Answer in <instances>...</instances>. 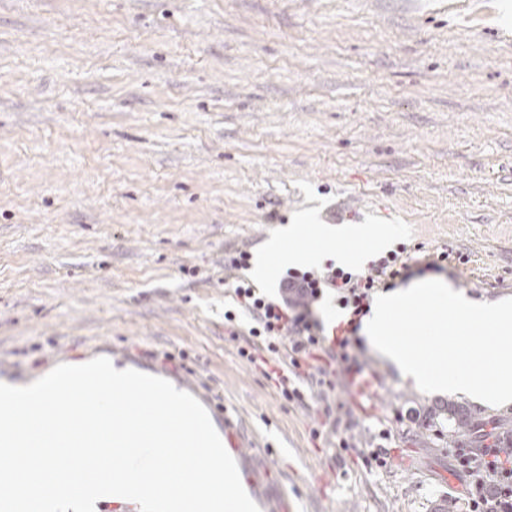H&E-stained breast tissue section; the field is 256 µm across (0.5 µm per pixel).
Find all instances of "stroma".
Listing matches in <instances>:
<instances>
[{
  "label": "stroma",
  "instance_id": "stroma-1",
  "mask_svg": "<svg viewBox=\"0 0 512 512\" xmlns=\"http://www.w3.org/2000/svg\"><path fill=\"white\" fill-rule=\"evenodd\" d=\"M507 0H0V379L104 356L172 381L260 512H434L449 405L373 349L338 429L239 355L225 253L298 215L395 227L473 300L512 298ZM391 462L358 449L379 429ZM348 439L354 450L338 448ZM376 448L369 450L360 449L359 458L363 465L370 470L385 469L391 461V446H384V444H377Z\"/></svg>",
  "mask_w": 512,
  "mask_h": 512
}]
</instances>
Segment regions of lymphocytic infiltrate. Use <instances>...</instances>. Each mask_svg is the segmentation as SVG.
Listing matches in <instances>:
<instances>
[{
    "instance_id": "1",
    "label": "lymphocytic infiltrate",
    "mask_w": 512,
    "mask_h": 512,
    "mask_svg": "<svg viewBox=\"0 0 512 512\" xmlns=\"http://www.w3.org/2000/svg\"><path fill=\"white\" fill-rule=\"evenodd\" d=\"M410 244L400 242L368 261L364 271L326 260L319 266L291 268L277 296L270 297L242 279L251 255L239 249L224 257V278L252 318L248 347L240 348L249 363L270 368L281 397L305 403L296 381L311 364H318L322 393L368 375L359 332L378 292L410 279L415 268ZM450 454L464 479L466 512H512V453L495 438L481 447L460 443Z\"/></svg>"
}]
</instances>
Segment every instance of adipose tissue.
<instances>
[{
	"instance_id": "ef3b65f1",
	"label": "adipose tissue",
	"mask_w": 512,
	"mask_h": 512,
	"mask_svg": "<svg viewBox=\"0 0 512 512\" xmlns=\"http://www.w3.org/2000/svg\"><path fill=\"white\" fill-rule=\"evenodd\" d=\"M394 233L393 227H371L364 224H313L302 227L291 224L273 234L258 250L252 262V275L257 282H265L270 275L269 257H277L284 265H316L326 259H335L341 265H355L363 255L355 249H339L335 243L340 239L368 238L378 243H386ZM290 237L300 238L298 248H285L283 242Z\"/></svg>"
}]
</instances>
